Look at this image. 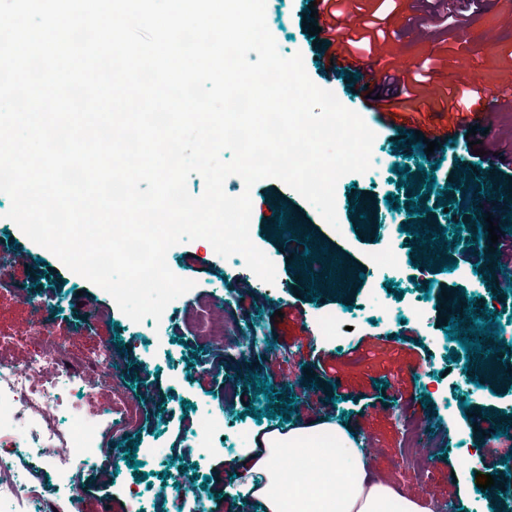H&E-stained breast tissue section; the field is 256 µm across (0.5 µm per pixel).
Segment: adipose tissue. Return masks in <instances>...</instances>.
<instances>
[{
    "label": "adipose tissue",
    "instance_id": "1",
    "mask_svg": "<svg viewBox=\"0 0 512 512\" xmlns=\"http://www.w3.org/2000/svg\"><path fill=\"white\" fill-rule=\"evenodd\" d=\"M286 457L304 465V481L284 477ZM233 466L260 512H428L399 496L371 467L361 440L327 416L251 435Z\"/></svg>",
    "mask_w": 512,
    "mask_h": 512
}]
</instances>
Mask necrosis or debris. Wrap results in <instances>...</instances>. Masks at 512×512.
Returning <instances> with one entry per match:
<instances>
[{
  "label": "necrosis or debris",
  "mask_w": 512,
  "mask_h": 512,
  "mask_svg": "<svg viewBox=\"0 0 512 512\" xmlns=\"http://www.w3.org/2000/svg\"><path fill=\"white\" fill-rule=\"evenodd\" d=\"M91 392L90 378L61 347L45 346L20 367L0 363V504L10 512H33L48 497L41 477L19 468L17 457L34 455L68 471L111 452V427L74 405Z\"/></svg>",
  "instance_id": "1"
}]
</instances>
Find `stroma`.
I'll return each instance as SVG.
<instances>
[{
	"label": "stroma",
	"instance_id": "stroma-1",
	"mask_svg": "<svg viewBox=\"0 0 512 512\" xmlns=\"http://www.w3.org/2000/svg\"><path fill=\"white\" fill-rule=\"evenodd\" d=\"M309 0H266V22L283 57L302 55L307 75L319 87L331 90L340 103L358 112L374 132L371 167L362 174L343 176L336 187L339 223L337 235L319 212L297 192L276 179L245 187L236 175L224 182L232 197L249 193L252 201L250 236L276 267V281H261L245 262L218 256L204 239L180 243L168 252L169 268L193 281V288L166 308L163 323L131 321L100 287L69 270L53 253L32 242L6 213L10 200L0 194V267L7 281L0 289V362L21 365L37 351L35 333L64 344L75 368L91 366L99 348H107L114 372L94 375L96 404L111 407L113 392L136 395L131 420L113 416L112 438L120 450L107 463L74 468L66 476L41 469L36 457L22 459L23 467L40 470L49 489L67 480L81 488L80 502L66 501L63 512H224V497L242 500V488L231 472L230 461L247 446L252 432L286 430L321 416L345 418L354 434L372 448L378 474L392 479L405 496L428 497L449 504L452 512H512V498H499L495 488L478 490L476 474L493 475L498 484L511 482L512 471L502 460L507 444L488 447L487 431L512 427V381L489 379L478 387L468 380L463 362L450 360L458 349L439 322L452 310L454 299L473 298L476 308L497 312L499 336L512 345V284L488 288L491 241H469L468 259L456 268L430 273L428 267L407 265L403 277L386 283L372 273L374 254L382 248L401 247L412 256L413 244L402 241L397 230L409 223V187L391 181L393 165L417 170L420 156H407L395 145L397 135L364 101L377 76L365 85L349 88L333 76L322 46L313 43L303 21ZM382 29L360 59L382 58L398 70L426 62L437 72L433 87L456 80L476 86L487 95L499 93V74L512 69V9L481 0L466 14V28L447 26L432 37L418 36L419 26L430 25L437 0H351ZM483 133L484 156L474 155L465 137L437 149L442 163L436 170V191L470 177L512 196V173L501 170L494 153L497 132L486 117L476 121ZM395 195L399 210L385 202ZM366 219L351 213L352 206ZM287 213L291 228L308 226L312 245L341 255L352 273H365L360 284H346L340 295L322 285L318 300L308 298L297 270L291 269L289 246L271 233L280 213ZM93 296L95 312L80 306L81 295ZM211 315L229 313L248 335L268 340L264 350L249 358L238 348L213 353L203 348L189 316L205 303ZM282 312L273 320L274 312ZM344 313L349 330L340 344L323 339L317 319L326 313ZM92 327H85V317ZM266 378L275 389L293 395L290 421L254 419L247 407L264 409L267 400L244 382L248 372ZM429 404H422V397ZM219 417L221 437L201 434L199 415ZM427 421L437 435L440 450L427 471L415 458H403V434L408 421ZM142 469L126 464L130 444ZM145 480H136L137 472ZM208 484H201V477Z\"/></svg>",
	"mask_w": 512,
	"mask_h": 512
}]
</instances>
